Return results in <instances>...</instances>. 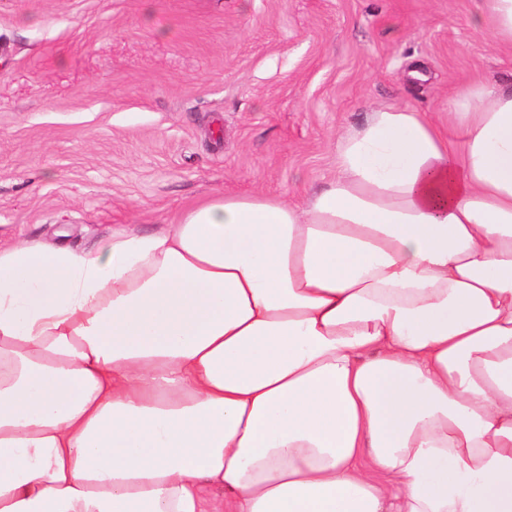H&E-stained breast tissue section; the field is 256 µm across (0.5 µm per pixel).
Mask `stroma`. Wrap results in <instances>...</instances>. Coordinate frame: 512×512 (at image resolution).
Listing matches in <instances>:
<instances>
[{"label":"stroma","mask_w":512,"mask_h":512,"mask_svg":"<svg viewBox=\"0 0 512 512\" xmlns=\"http://www.w3.org/2000/svg\"><path fill=\"white\" fill-rule=\"evenodd\" d=\"M478 4L0 0V243L90 249L227 193L301 201L373 108L444 124L455 90L512 83Z\"/></svg>","instance_id":"obj_1"}]
</instances>
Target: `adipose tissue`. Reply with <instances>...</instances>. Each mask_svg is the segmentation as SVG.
I'll return each instance as SVG.
<instances>
[{
    "instance_id": "obj_1",
    "label": "adipose tissue",
    "mask_w": 512,
    "mask_h": 512,
    "mask_svg": "<svg viewBox=\"0 0 512 512\" xmlns=\"http://www.w3.org/2000/svg\"><path fill=\"white\" fill-rule=\"evenodd\" d=\"M0 512H512V89L373 110L300 204L0 244Z\"/></svg>"
}]
</instances>
